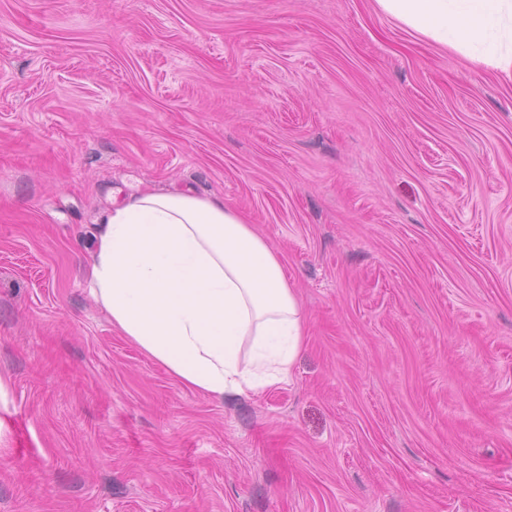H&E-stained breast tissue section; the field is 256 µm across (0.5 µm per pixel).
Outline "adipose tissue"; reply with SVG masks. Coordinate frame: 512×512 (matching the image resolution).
Here are the masks:
<instances>
[{
  "label": "adipose tissue",
  "mask_w": 512,
  "mask_h": 512,
  "mask_svg": "<svg viewBox=\"0 0 512 512\" xmlns=\"http://www.w3.org/2000/svg\"><path fill=\"white\" fill-rule=\"evenodd\" d=\"M410 34L512 79V0H373ZM91 292L176 380L224 397L285 381L303 321L280 257L218 196L146 190L113 203ZM249 358H242V349Z\"/></svg>",
  "instance_id": "ef3b65f1"
}]
</instances>
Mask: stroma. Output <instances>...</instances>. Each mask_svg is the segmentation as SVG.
Wrapping results in <instances>:
<instances>
[{"label":"stroma","mask_w":512,"mask_h":512,"mask_svg":"<svg viewBox=\"0 0 512 512\" xmlns=\"http://www.w3.org/2000/svg\"><path fill=\"white\" fill-rule=\"evenodd\" d=\"M174 189L280 255L287 381L190 388L95 301ZM0 512H512V80L371 0H0Z\"/></svg>","instance_id":"obj_1"}]
</instances>
